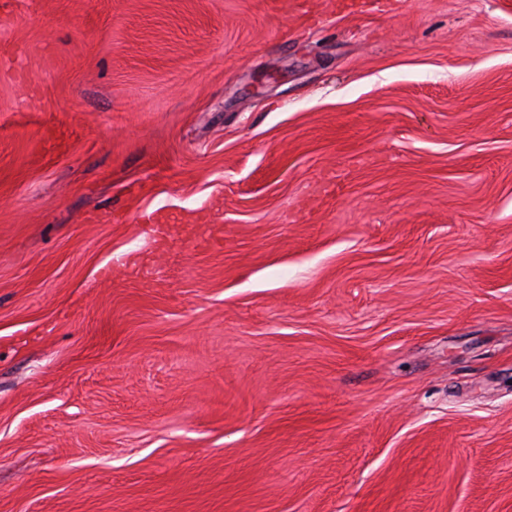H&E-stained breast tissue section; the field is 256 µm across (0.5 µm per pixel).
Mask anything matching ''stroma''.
I'll list each match as a JSON object with an SVG mask.
<instances>
[{
    "instance_id": "1",
    "label": "stroma",
    "mask_w": 512,
    "mask_h": 512,
    "mask_svg": "<svg viewBox=\"0 0 512 512\" xmlns=\"http://www.w3.org/2000/svg\"><path fill=\"white\" fill-rule=\"evenodd\" d=\"M0 512H512V0H0Z\"/></svg>"
}]
</instances>
